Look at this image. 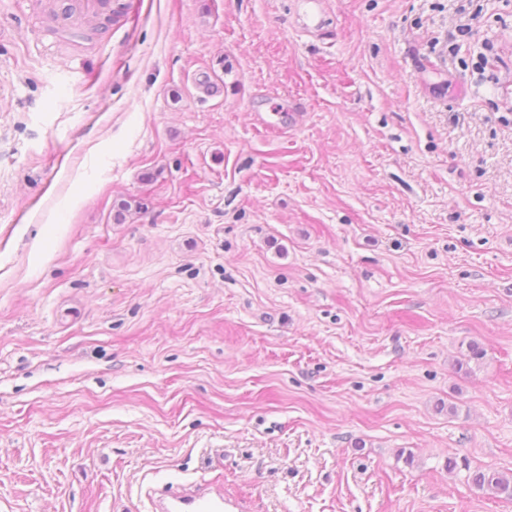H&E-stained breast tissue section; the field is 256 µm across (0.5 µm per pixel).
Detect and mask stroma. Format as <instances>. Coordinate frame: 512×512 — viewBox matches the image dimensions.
Instances as JSON below:
<instances>
[{"mask_svg": "<svg viewBox=\"0 0 512 512\" xmlns=\"http://www.w3.org/2000/svg\"><path fill=\"white\" fill-rule=\"evenodd\" d=\"M59 8L0 0V512H512V0ZM473 485L495 497L512 499V476H505L496 471L477 470L472 477ZM220 487L170 486L153 502L156 512H234Z\"/></svg>", "mask_w": 512, "mask_h": 512, "instance_id": "35a3bbf8", "label": "stroma"}]
</instances>
